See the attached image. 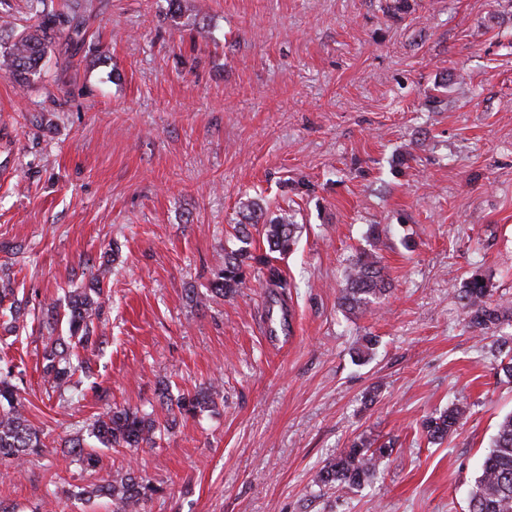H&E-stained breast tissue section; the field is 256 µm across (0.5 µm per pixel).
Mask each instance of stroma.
Returning <instances> with one entry per match:
<instances>
[{
  "instance_id": "obj_1",
  "label": "stroma",
  "mask_w": 512,
  "mask_h": 512,
  "mask_svg": "<svg viewBox=\"0 0 512 512\" xmlns=\"http://www.w3.org/2000/svg\"><path fill=\"white\" fill-rule=\"evenodd\" d=\"M91 2L84 44H54L28 90L0 68V274L23 309L0 356L46 443L0 461V503L112 512L76 487L133 472L156 488L144 512H468L512 413V313L482 334L459 299L478 275L512 306V0H184L178 26L167 0ZM250 201L302 226L275 335L263 243L246 288H208ZM363 250L392 291L353 316L338 296ZM97 274L107 343L53 389L47 308ZM163 382L222 394L156 447L68 464L66 439ZM458 399L463 424L428 443L422 420ZM359 435L396 448L363 487L317 491Z\"/></svg>"
}]
</instances>
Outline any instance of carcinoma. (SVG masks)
I'll return each mask as SVG.
<instances>
[{
    "mask_svg": "<svg viewBox=\"0 0 512 512\" xmlns=\"http://www.w3.org/2000/svg\"><path fill=\"white\" fill-rule=\"evenodd\" d=\"M57 39L77 46L85 41V31L76 19V13L45 11L36 14V23L0 41V61L6 64L9 75L22 87H30L31 78L41 74L49 47ZM246 223L234 227L236 248L225 252L224 268L211 281L212 293L230 296L246 286L251 276L252 234L249 227L261 226L267 246V255L285 256L296 244L298 225L284 210L274 217L267 214L260 203L244 205ZM265 283L273 288L275 299L282 301L290 292L291 283L281 270L265 261ZM390 291L380 262L370 253H360L351 263L340 289L339 304L351 314L372 310V304ZM490 288L484 278L475 276L460 291V300L467 310L470 324L481 330L498 325L507 312L503 304L490 302ZM105 301L101 281L96 286L72 294L64 311L56 305L48 308L51 318L63 320L67 326L68 341L55 342L45 351L44 373L51 386L62 389L71 385L75 371L65 365L67 351L86 348L93 343L95 323L101 321ZM22 372L14 366L0 367V459L22 461L38 455L45 448L43 430L25 415L20 395ZM219 395L210 384L177 403L179 414L196 416ZM468 407L454 404L446 410L428 416L421 424L428 442L436 443L454 433L466 418ZM173 421L159 422L154 412L144 409L109 411L96 419L87 429V435H77L66 445L70 463L83 468L95 466L96 456L87 451L89 441L105 448H152L162 434L172 428ZM395 442H377L366 436H357L335 457L329 459L316 473L313 483L319 490L332 488H359L372 480L380 466L392 454ZM156 489L142 478L129 474L120 482L81 487L75 496L89 501L106 497L112 501L113 512H141L144 502ZM469 512H512V415L498 424L493 446L486 455L480 475L469 495Z\"/></svg>",
    "mask_w": 512,
    "mask_h": 512,
    "instance_id": "obj_1",
    "label": "carcinoma"
}]
</instances>
